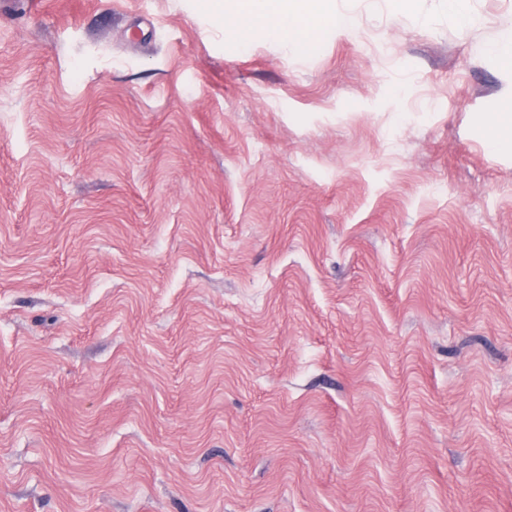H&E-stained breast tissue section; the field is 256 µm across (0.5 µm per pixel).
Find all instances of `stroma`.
<instances>
[{
	"label": "stroma",
	"instance_id": "35a3bbf8",
	"mask_svg": "<svg viewBox=\"0 0 512 512\" xmlns=\"http://www.w3.org/2000/svg\"><path fill=\"white\" fill-rule=\"evenodd\" d=\"M0 5V512H512V0ZM206 6L222 19L225 37L245 45L253 38L258 22L269 36L306 50L314 47L326 17L333 16L340 29L353 25L350 17L336 13L335 0H242L229 12L223 0H208ZM512 107L506 105L504 110L491 115L486 124L491 130L488 146L495 152H512Z\"/></svg>",
	"mask_w": 512,
	"mask_h": 512
}]
</instances>
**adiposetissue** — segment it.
Segmentation results:
<instances>
[{"label":"adipose tissue","instance_id":"adipose-tissue-1","mask_svg":"<svg viewBox=\"0 0 512 512\" xmlns=\"http://www.w3.org/2000/svg\"><path fill=\"white\" fill-rule=\"evenodd\" d=\"M207 7L222 19L225 36L245 45L260 25L269 36L306 50L314 47L323 19L335 17L342 29L353 25L350 17L337 14L336 0H241L230 11L224 0H207Z\"/></svg>","mask_w":512,"mask_h":512}]
</instances>
